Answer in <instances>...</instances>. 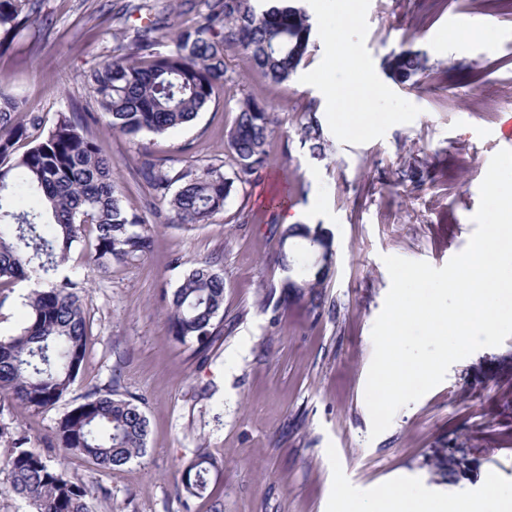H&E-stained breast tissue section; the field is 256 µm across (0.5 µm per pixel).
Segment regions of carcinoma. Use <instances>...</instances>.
<instances>
[{"label": "carcinoma", "mask_w": 512, "mask_h": 512, "mask_svg": "<svg viewBox=\"0 0 512 512\" xmlns=\"http://www.w3.org/2000/svg\"><path fill=\"white\" fill-rule=\"evenodd\" d=\"M197 10L193 24L179 29L173 49L158 51L169 38L164 17L115 32L125 54L98 63L89 83L99 111L111 131L137 136L163 135L186 126L211 102L215 89L228 82L226 53L242 51L251 68L275 84L287 82L309 53L310 17L294 0H185ZM46 0H0V58L19 36L28 34L38 50L53 26ZM420 51L403 50L385 61L389 75L406 81L427 69ZM236 118L226 138L241 182L268 162L269 138L276 132L271 107L245 95L236 101ZM43 116L26 112L22 103L0 92V287L35 273L45 287L27 298L30 318L21 330L0 339V398L27 410L53 406L68 391L87 355L89 326L78 281L56 279L69 261L84 226L94 229L91 262L98 269L126 264L150 250L152 236L143 217L128 208L112 177V162L96 140L84 133L83 119L61 112L40 140L30 131L43 126ZM312 157L326 156L321 128H303ZM138 172L154 198L161 223L206 224L224 210L233 181L221 168L195 160L158 159L139 155ZM317 225L291 224L280 232L282 265L294 273L284 284L313 310L323 306L319 288L328 276L321 265L290 258L305 248ZM224 275L211 263L198 262L184 275L168 302L171 334L209 345L221 337ZM148 420L133 401L94 389L61 419L55 447L78 453L103 468L122 466L146 452ZM18 433L0 457L10 489L34 512H89L94 486L54 467L26 447ZM215 463L200 455L184 471L187 493L203 496Z\"/></svg>", "instance_id": "carcinoma-1"}]
</instances>
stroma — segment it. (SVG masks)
<instances>
[{
    "label": "stroma",
    "instance_id": "stroma-1",
    "mask_svg": "<svg viewBox=\"0 0 512 512\" xmlns=\"http://www.w3.org/2000/svg\"><path fill=\"white\" fill-rule=\"evenodd\" d=\"M56 18L39 52L17 38L0 58V90L41 113L95 112L91 69L122 52L114 32L138 21L124 5H145L170 24H192L180 0H47ZM311 18V47L286 83L253 71L228 51L229 83L190 126L97 138L127 206L151 226L150 250L93 280L83 266L92 231L74 244L60 276L85 281L89 350L65 397L32 412L0 404V454L9 435L73 478L95 486L91 512H339L342 497L370 499L399 481L463 498L486 495V475L512 490V337L451 365L445 379L371 434L364 400L372 326L390 287L383 256L444 266L475 225L479 187L491 157L512 149L500 132L512 114V10L494 0H299ZM405 49L429 69L400 82L384 62ZM352 51L355 63L338 61ZM249 94L277 121L269 161L233 183L223 211L206 224H159L136 173L142 149L160 158L227 165L225 133L235 102ZM315 112H308V105ZM318 122L326 156L312 158L300 129ZM398 182L390 191L388 182ZM247 221H240V214ZM322 225L332 265L314 314L288 300L278 229L284 215ZM224 274V338L208 351L168 331L164 296L192 263ZM36 279L0 288V338L19 332ZM133 400L149 421L146 453L112 469L54 448L63 416L93 389ZM466 456L469 471L438 469L440 451ZM211 455L223 477L191 497L182 468Z\"/></svg>",
    "mask_w": 512,
    "mask_h": 512
}]
</instances>
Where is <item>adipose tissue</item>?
<instances>
[{
    "label": "adipose tissue",
    "mask_w": 512,
    "mask_h": 512,
    "mask_svg": "<svg viewBox=\"0 0 512 512\" xmlns=\"http://www.w3.org/2000/svg\"><path fill=\"white\" fill-rule=\"evenodd\" d=\"M489 494L484 499L448 501L431 497L423 489L398 486L391 494L365 501L346 499L340 512H512V494L499 492L494 476H487Z\"/></svg>",
    "instance_id": "ef3b65f1"
}]
</instances>
